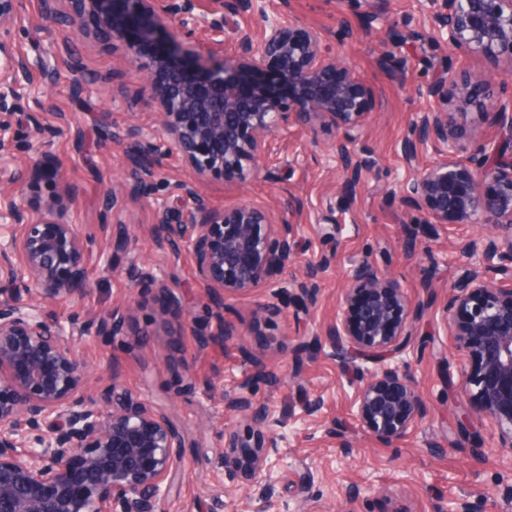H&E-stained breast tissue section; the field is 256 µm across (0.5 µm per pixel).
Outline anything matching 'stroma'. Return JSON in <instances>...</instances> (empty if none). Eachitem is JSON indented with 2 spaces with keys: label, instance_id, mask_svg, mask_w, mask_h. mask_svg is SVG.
<instances>
[{
  "label": "stroma",
  "instance_id": "35a3bbf8",
  "mask_svg": "<svg viewBox=\"0 0 512 512\" xmlns=\"http://www.w3.org/2000/svg\"><path fill=\"white\" fill-rule=\"evenodd\" d=\"M193 2L196 14L224 28L213 47L216 56L233 54L241 32L261 34L258 14H231L225 0ZM42 12L43 0H20L19 9L0 21V36L32 62L29 89L43 103L34 115L12 112V125L24 140L33 122H40L49 160L62 163L65 171L55 179L27 175L22 202L30 217L61 212L77 225L90 280L86 296L47 304L45 313L83 324L135 297L124 340L88 334L75 344L97 387L119 378L164 409L184 434L185 462L164 512H344L342 490L350 483L361 490L351 506L354 512H447L477 491L483 494L478 512H512V500L500 492L501 480L512 478V453L499 448L476 402L460 405L450 392L449 380L470 370L472 361L458 350L443 317L459 273V245L493 229L440 224L432 235H423L414 213L394 194L414 173L402 151L411 121L433 104L421 87L447 79L453 106L448 118L464 146L459 155L464 162L474 142L500 139L502 129L492 114L460 110L456 103L478 77L488 103L511 97L507 64L437 49L417 38L423 27L419 0H289L288 19L320 31L327 47L373 92L374 108L356 145L372 167L363 172L353 200L331 207L326 195L344 179L327 158L338 135L332 127L312 135L293 124L278 132L269 171L257 176L202 178L178 157L162 160L153 196L185 208L187 199L172 187L187 182L217 210L248 200L290 225L300 258L323 254L330 259L319 276L316 299L306 307L266 308L264 289L225 295L224 320L237 334L223 343L215 339L216 322L201 303L193 256H173L157 239L152 197L123 194L112 206L104 200L108 180H123L127 173L122 137L151 120L157 109L135 64L144 53L143 40L113 29L90 6L81 32L71 37L48 30ZM78 70L91 76V83L76 87ZM120 220L130 224L131 241L128 255L116 257L112 226ZM366 258L425 307L410 348L394 363L414 374L431 414L395 447L372 442L354 406L356 375L373 369V362L341 355L325 338L350 269ZM136 265L174 276L182 304L195 312L196 322L172 312L168 298L155 288H132ZM257 359L275 376L257 383L255 398L281 423L268 444L276 463L269 499L224 484L214 464L230 417L226 403L250 377ZM311 399L321 402L314 417L306 410ZM464 409L471 436L461 448L456 417ZM330 421L336 424L333 437L324 432Z\"/></svg>",
  "mask_w": 512,
  "mask_h": 512
}]
</instances>
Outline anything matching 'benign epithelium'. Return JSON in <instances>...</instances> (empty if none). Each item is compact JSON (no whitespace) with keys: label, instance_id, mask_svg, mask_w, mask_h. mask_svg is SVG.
Listing matches in <instances>:
<instances>
[{"label":"benign epithelium","instance_id":"7a95c632","mask_svg":"<svg viewBox=\"0 0 512 512\" xmlns=\"http://www.w3.org/2000/svg\"><path fill=\"white\" fill-rule=\"evenodd\" d=\"M112 24L154 39L170 26L193 34L205 27L193 14L192 0H165L163 13L149 0H93ZM279 15L264 18L260 40L241 33L234 55L206 59L161 39L153 57L135 60L146 72L149 89L159 92V111L145 126L131 130L125 149L130 160L132 195L159 175L158 160L175 155L202 176L268 169L275 133L296 122L316 132L319 124L339 131L332 158L343 169V195L356 192L369 163L355 144L372 111L369 88L340 57L323 48L320 33L301 29ZM423 34L437 46L478 54L512 65V0H425ZM272 65L294 94L268 92L251 78ZM28 62L0 39V112L24 107ZM435 106L417 115L403 144L414 162L422 147L436 159L416 166L400 190V202L416 213L417 223L492 224L493 238L476 237L460 247V267L446 305V320L456 330L457 348L481 357L480 372L461 375V398L478 402L498 432L500 447L512 452V110L497 108L503 136L479 143L469 163L456 160L462 145L448 129V84L426 86ZM15 132L0 115V182H19L8 167ZM30 165L49 178L61 175L57 163L29 156ZM192 206L174 210L155 201L157 223L168 230L176 252H189L196 265L202 297L213 302L218 335L232 336L225 324L228 292L270 288L271 303L288 306V268L299 262L289 227L248 202L221 212L190 188ZM0 220L19 234L0 239V512H161L169 499L186 441L169 415L122 387L117 380L101 390L91 385L75 337L95 332L124 335L125 315L117 310L82 326L70 317L50 318L44 305L81 294L89 279L85 250L76 225L63 215L31 219L13 201ZM129 227L112 234V253L128 250ZM155 286L173 310L182 308L177 285L144 268L133 283ZM419 309L400 282L362 261L348 275L327 331L346 352L395 357L410 346ZM355 404L369 438L393 444L425 420L430 410L408 371L384 364L358 380ZM228 410L246 420L224 425V448L215 463L230 482L249 492L268 494L274 463L266 454L265 435L277 422L253 399L250 384L241 386ZM237 448L252 449L242 464Z\"/></svg>","mask_w":512,"mask_h":512}]
</instances>
